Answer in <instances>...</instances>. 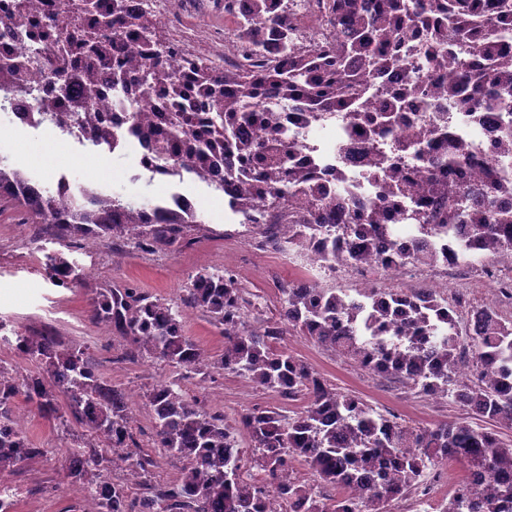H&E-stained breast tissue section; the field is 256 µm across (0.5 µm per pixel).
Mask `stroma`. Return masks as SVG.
Segmentation results:
<instances>
[{"label":"stroma","instance_id":"obj_1","mask_svg":"<svg viewBox=\"0 0 512 512\" xmlns=\"http://www.w3.org/2000/svg\"><path fill=\"white\" fill-rule=\"evenodd\" d=\"M6 147L18 164L43 181L55 179L62 172L78 174L83 180L114 192L146 198L168 189L162 180H147L129 152L84 159L70 144L33 129L14 132ZM190 191L201 221L188 225L179 252L141 253L131 244L103 238L80 251L77 259L84 267L85 277L69 288L53 285L45 270L44 255L56 248L53 228L28 223L25 214L17 210L0 213V321L31 336L54 335L63 348L83 350L100 376L124 392L132 431L140 444L138 454L150 460L152 479L163 484L180 478L183 462L154 448V420L145 395L158 381L173 377L174 371L145 350L135 358L126 357L124 338L91 317L95 289L133 286L176 306L185 286L200 271H226L235 274L239 283L255 294L260 314L254 325L263 328L278 318L280 289L303 278L308 262L306 254L299 251L293 261L280 260L268 251L261 235L250 231L236 242H226L224 232L237 229L238 216L205 185H193ZM182 322L185 334L210 355L223 353L224 338L206 313L184 309ZM286 343L294 355L309 363L334 388L359 396L378 412L398 414L421 427L465 415L463 407L452 400L424 397L394 379L368 374L353 361L305 337L290 336ZM182 386L197 396L205 408L223 412L231 419L253 406L278 404L288 416L300 409L299 403H280L274 394L231 373L206 384L189 379ZM13 413L30 447L40 451L39 456L7 473L8 482L16 490L15 512H87L83 485L95 482L102 474L88 469L84 483L79 484L67 478L66 469L76 453H103L105 439L91 434L82 424H63L44 415L21 395L13 402Z\"/></svg>","mask_w":512,"mask_h":512}]
</instances>
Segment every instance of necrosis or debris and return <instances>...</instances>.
Returning <instances> with one entry per match:
<instances>
[{
  "label": "necrosis or debris",
  "mask_w": 512,
  "mask_h": 512,
  "mask_svg": "<svg viewBox=\"0 0 512 512\" xmlns=\"http://www.w3.org/2000/svg\"><path fill=\"white\" fill-rule=\"evenodd\" d=\"M327 0H289L288 15L294 44L321 51L336 43L339 31L323 25ZM149 16L153 50L163 63V74L145 93L142 75L143 34L139 29L116 31V10ZM252 0H0V87L7 89L5 130L41 128L56 133L85 156L134 148L138 167H171L173 157L156 155L152 144L131 134L134 113L158 132H166L165 98L169 89L188 76L206 77L223 87L225 67L249 64L255 51L276 59L280 44L266 26L244 34ZM220 15L215 24H195L196 16ZM64 59V73L54 62ZM280 115L281 127L323 184L342 189L345 206L377 199L375 168L366 141L351 132L345 119L315 120L277 99L267 102ZM51 120H43V113ZM410 122L429 120L452 127L469 146L470 159L461 173L448 175L436 165L437 150L426 147L422 158L405 172L408 202L422 201L421 185L432 175L466 187L480 182L488 161H495L502 183L512 185V154L493 156L494 141L506 137L501 113L467 114L440 105L426 112L409 113ZM462 226L452 234L423 235L406 227L404 243L414 246L427 239L435 255L433 267L444 273L443 288L455 287L451 275L460 269V251L450 239H463Z\"/></svg>",
  "instance_id": "necrosis-or-debris-1"
}]
</instances>
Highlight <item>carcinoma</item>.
Wrapping results in <instances>:
<instances>
[{
	"instance_id": "obj_1",
	"label": "carcinoma",
	"mask_w": 512,
	"mask_h": 512,
	"mask_svg": "<svg viewBox=\"0 0 512 512\" xmlns=\"http://www.w3.org/2000/svg\"><path fill=\"white\" fill-rule=\"evenodd\" d=\"M330 22L349 30L346 40L326 53L288 47L285 57L254 69L224 71V90L209 86L199 95L215 111L224 138L196 130L197 108L174 104L167 115L172 134L192 135L185 154L177 158L178 177L202 174L217 150H224L226 175L241 184L230 208L244 216L253 208V183L269 186L273 207L286 186L310 193L314 209L288 218L277 228L284 243L311 253L316 234L325 228L322 214L334 211L330 225L333 246L322 242L323 255L338 263L365 265L374 260V246L384 239L391 256L430 265L433 254L420 250L409 256L397 248L398 230L418 224L453 229L466 224L481 254L512 259V189L500 183L493 166L485 170L480 188H460L437 180L421 187L434 209L419 211L396 206L389 194L403 190L396 168L379 176L386 204L372 201L347 213L336 211V186L314 184L296 147L277 137L279 114L265 110L266 96L310 112L317 118L343 113L353 120L358 136L370 145L400 129L402 102L411 97L426 104L429 92L415 83L392 93L383 112L373 114L367 99L380 77L399 66L409 43L423 50L432 67L455 78L437 93L452 101L457 112L512 114V3L509 0H331ZM284 0H253L252 24L266 23L274 36L288 43ZM256 126L271 134L265 143L248 132ZM430 138L441 145L440 164L448 170L468 157L464 143L435 125L421 127L413 139L396 140L392 159L403 165L420 158L417 142ZM61 191L49 189L29 174L0 168V203L24 212L32 224H51L56 239L79 248L81 242L109 237L143 252H175L186 224L196 215L170 212L154 216L151 205L120 194L92 191L68 204ZM344 241L341 247L334 243ZM49 278L56 286L76 283L82 266L59 251L45 255ZM183 305L208 314L224 335V352L210 359L186 335L182 311L143 295L136 288H102L92 298V317L112 327L129 342L128 356L141 350L167 362L181 379L211 371L243 375L256 386L287 402L303 403L293 416L277 409L254 407L229 423L220 412L206 410L198 400L161 381L148 395L155 418L158 448L185 463L175 484H153L146 462L138 458L135 474L144 480L145 495L128 502L124 487L97 482L89 512H264L263 499L276 495L288 512H389L397 499L428 484V470L450 461L462 463L466 476L444 512H512V440L499 425L512 429V319L485 317L473 331L461 333L452 303L443 305L436 290L410 295L398 289L369 288L363 300L349 299L334 288L300 280L281 289L280 320L262 331L250 325L258 307L238 282L203 271L185 288ZM304 336L358 365L383 359L382 373L431 398L454 397L468 417L433 427L392 420L360 399L332 388L304 360L278 347L284 336ZM22 354L45 364L49 377L66 399L65 414L104 437L112 463L126 462L138 447L130 426L125 395L107 385L83 359V353L60 349L54 336H26ZM23 395L44 412L58 414L55 392L40 381L19 386L0 366V473L42 453L31 448L15 426L12 404ZM246 435L264 471L261 482L241 478L240 435ZM303 461L319 476L315 485H300L294 463Z\"/></svg>"
}]
</instances>
